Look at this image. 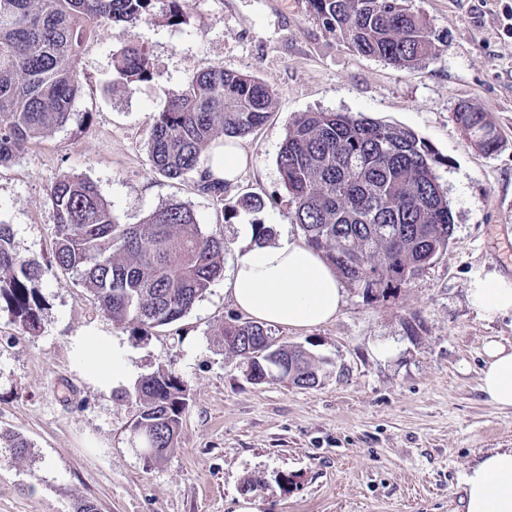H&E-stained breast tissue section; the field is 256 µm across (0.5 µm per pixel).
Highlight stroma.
<instances>
[{
    "label": "stroma",
    "instance_id": "stroma-1",
    "mask_svg": "<svg viewBox=\"0 0 512 512\" xmlns=\"http://www.w3.org/2000/svg\"><path fill=\"white\" fill-rule=\"evenodd\" d=\"M187 21L161 15L101 29L78 62L80 91L68 122L0 165V220L18 255L42 268L40 328L0 313V512H458L462 481L485 453L512 448V410L480 391L483 347L512 345V318L493 321L469 303L478 271L512 278V0H411L438 34L436 57L398 70L326 33L307 0H180ZM144 47L153 77L119 79L113 58ZM255 76L274 93L266 121L240 144L251 163L224 187V203L189 180L158 174L148 123L197 73L214 65ZM489 113L499 147L471 143L460 105ZM300 112H349L405 127L438 154L454 221L447 250L385 296L344 285L335 320L273 328L319 365L314 388L246 379L225 351L226 325L243 320L226 288L246 224L302 238L276 154ZM65 172L93 181L123 224L182 203L224 239L225 276L181 320L148 333L116 326L86 289L54 268L55 215L47 189ZM258 213L235 210L245 193ZM116 338L134 379L106 391L85 378L70 346L77 332ZM166 370L183 380L188 407L175 448L147 461L132 434L135 381Z\"/></svg>",
    "mask_w": 512,
    "mask_h": 512
}]
</instances>
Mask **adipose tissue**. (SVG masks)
<instances>
[{"label":"adipose tissue","instance_id":"adipose-tissue-1","mask_svg":"<svg viewBox=\"0 0 512 512\" xmlns=\"http://www.w3.org/2000/svg\"><path fill=\"white\" fill-rule=\"evenodd\" d=\"M229 292L234 305L253 320L297 330L334 320L344 303L335 267L289 236L241 254ZM468 298L483 318L512 315V279L495 271L475 273ZM71 345L93 385L109 390L130 379L128 352L112 338L83 332L72 337ZM484 353L480 390L499 408L512 409V346L490 341ZM459 503L461 512H512V448L492 450L469 469Z\"/></svg>","mask_w":512,"mask_h":512}]
</instances>
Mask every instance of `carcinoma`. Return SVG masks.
I'll return each mask as SVG.
<instances>
[{
    "instance_id": "1",
    "label": "carcinoma",
    "mask_w": 512,
    "mask_h": 512,
    "mask_svg": "<svg viewBox=\"0 0 512 512\" xmlns=\"http://www.w3.org/2000/svg\"><path fill=\"white\" fill-rule=\"evenodd\" d=\"M324 30L362 56L406 70L433 57L439 36L407 0H308ZM160 9L171 25L186 23L180 0H0V165L20 148L70 118L79 90L83 43L106 25H133ZM121 79L152 78L144 47L122 49L114 60ZM273 91L248 74L213 66L196 74L148 128L153 168L169 179H190L197 190L224 201V181L201 165L202 153L242 138L268 116ZM455 119L487 153L499 147L488 113L467 105ZM441 163L414 131L342 112H301L288 124L277 166L291 215L308 245L366 292L384 295L420 274L446 251L452 236L448 198L436 173ZM56 220L55 266L87 289L121 327L149 329L189 313L221 276L224 240L202 230L194 212L172 203L141 224H121L96 185L62 174L49 187ZM262 198L245 193L235 209L258 212ZM39 266L19 257L10 225L0 222V309L28 332L40 327L41 300L30 285ZM224 348L263 378L299 388L319 383V368L298 346L278 342L253 321L224 328ZM142 401L132 426L160 460L175 447L187 408L179 376L159 370L138 381ZM0 442L23 454L22 436L0 432Z\"/></svg>"
}]
</instances>
